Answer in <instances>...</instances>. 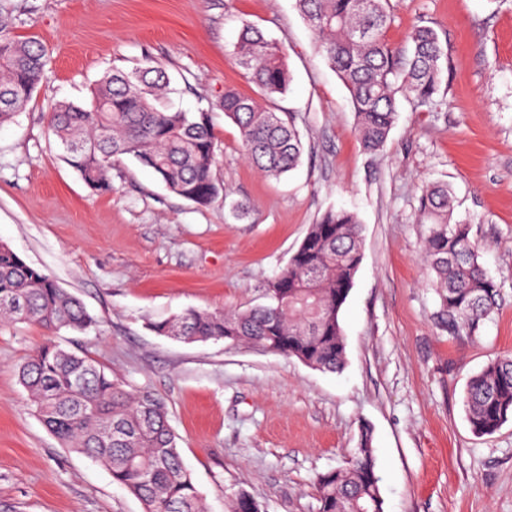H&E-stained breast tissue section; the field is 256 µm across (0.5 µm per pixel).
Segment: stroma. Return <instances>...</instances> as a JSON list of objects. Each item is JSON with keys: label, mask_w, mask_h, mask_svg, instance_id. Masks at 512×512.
<instances>
[{"label": "stroma", "mask_w": 512, "mask_h": 512, "mask_svg": "<svg viewBox=\"0 0 512 512\" xmlns=\"http://www.w3.org/2000/svg\"><path fill=\"white\" fill-rule=\"evenodd\" d=\"M15 35L46 49L25 111L0 124V242L77 296L93 319L51 335L126 389L167 406L207 512L244 491L264 512H318L315 484L373 431L384 512H512V422L473 434L469 379L512 353V0H392L387 40L420 20L448 55L447 102L399 97L383 151L365 153L349 95L295 0H0ZM286 49L292 84L274 106L300 133V165L275 180L245 158L218 109L225 88L251 96L233 59L242 20ZM152 55L172 78V109L211 111L224 194L201 207L134 158L92 192L48 130L57 103L87 105L102 75ZM448 183L472 223L502 303L476 335L450 334L422 262L423 185ZM248 208L238 217L231 202ZM355 212L363 259L342 311L346 366L224 341L187 343L155 323L188 309L261 303L310 226ZM48 336L0 323V512H143L108 471L63 447L33 412L20 366Z\"/></svg>", "instance_id": "35a3bbf8"}]
</instances>
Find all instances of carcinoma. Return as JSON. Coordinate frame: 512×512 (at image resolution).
Listing matches in <instances>:
<instances>
[{"mask_svg":"<svg viewBox=\"0 0 512 512\" xmlns=\"http://www.w3.org/2000/svg\"><path fill=\"white\" fill-rule=\"evenodd\" d=\"M330 68L346 87L355 131L364 151L382 149L397 112V95L436 104L445 80L447 53L438 32L417 24L403 47L386 39L390 0H295ZM234 59L265 97L284 94L292 81L286 52L249 20H242ZM46 66L45 50L13 33L0 14V123L23 111ZM170 80L150 56L130 72L103 75L88 106L57 105L50 129L66 163L94 191L112 190L110 171L131 156L152 169L172 193L200 206L224 192L213 167L217 141L210 112L171 110ZM238 128L246 158L278 179L299 163L302 143L291 115L233 89L220 101ZM419 223L427 225L423 262L436 288L448 332L474 335L498 306L500 287L480 263L467 219L454 217L448 185L432 184L418 197ZM362 260L358 216L330 211L311 225L288 265L269 284L268 302L233 313L190 309L154 325L164 336L194 342L250 344L295 357L322 372L338 373L346 346L341 313ZM0 320L33 323L50 332L83 331L92 318L79 298L0 244ZM20 381L42 424L66 447L105 467L112 481L135 496L144 512H201L200 496L185 468L165 402L149 390L132 392L85 353L52 340L21 366ZM464 407L473 433L497 432L512 421V354L491 360L468 382ZM373 436L361 428L347 466L318 478V512H384ZM226 512H262L240 492Z\"/></svg>","mask_w":512,"mask_h":512,"instance_id":"1","label":"carcinoma"}]
</instances>
